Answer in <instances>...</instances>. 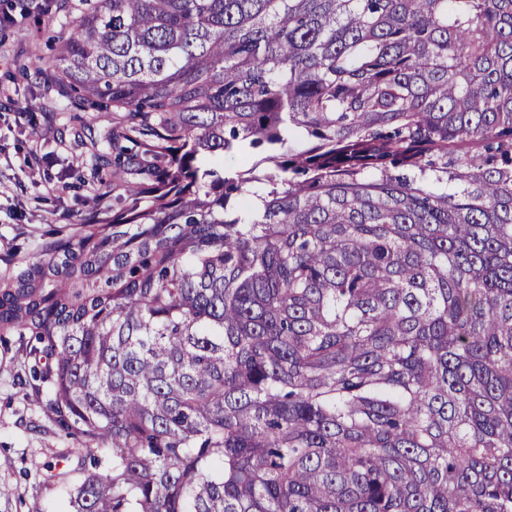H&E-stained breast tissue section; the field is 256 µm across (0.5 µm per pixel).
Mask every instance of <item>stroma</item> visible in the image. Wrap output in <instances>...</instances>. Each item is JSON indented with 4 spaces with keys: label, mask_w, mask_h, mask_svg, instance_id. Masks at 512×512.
Returning a JSON list of instances; mask_svg holds the SVG:
<instances>
[{
    "label": "stroma",
    "mask_w": 512,
    "mask_h": 512,
    "mask_svg": "<svg viewBox=\"0 0 512 512\" xmlns=\"http://www.w3.org/2000/svg\"><path fill=\"white\" fill-rule=\"evenodd\" d=\"M0 270L22 269L36 246L58 227L93 209L111 193L112 178L90 176L93 150L87 127L103 134L107 122L90 123L71 108L62 85L24 78L22 66L54 72V46L71 18L59 0H0ZM18 338L0 336V512H72L70 498L77 444L52 425L18 386L24 375ZM69 474L48 481V468Z\"/></svg>",
    "instance_id": "stroma-1"
}]
</instances>
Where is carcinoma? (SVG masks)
I'll return each mask as SVG.
<instances>
[{
  "instance_id": "1",
  "label": "carcinoma",
  "mask_w": 512,
  "mask_h": 512,
  "mask_svg": "<svg viewBox=\"0 0 512 512\" xmlns=\"http://www.w3.org/2000/svg\"><path fill=\"white\" fill-rule=\"evenodd\" d=\"M77 11L121 193L0 274L75 512H512V0Z\"/></svg>"
}]
</instances>
